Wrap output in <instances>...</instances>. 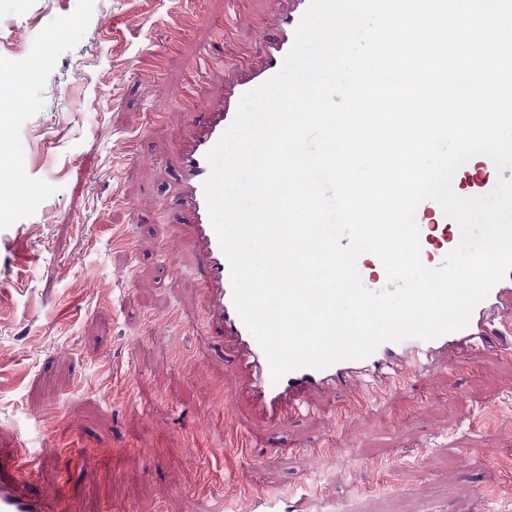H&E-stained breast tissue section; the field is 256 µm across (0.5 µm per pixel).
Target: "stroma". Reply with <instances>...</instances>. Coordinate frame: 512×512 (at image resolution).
<instances>
[{"instance_id":"1","label":"stroma","mask_w":512,"mask_h":512,"mask_svg":"<svg viewBox=\"0 0 512 512\" xmlns=\"http://www.w3.org/2000/svg\"><path fill=\"white\" fill-rule=\"evenodd\" d=\"M285 0H251L250 18L223 46L226 66L199 87L220 106L236 59L259 58L261 23ZM208 17L168 56L162 76L138 81L140 54L161 49L180 11ZM224 24V0H0V65L19 76L0 119V481L19 453L36 457L26 493L47 512H255L228 475L276 494L275 512H512V358L456 366L452 348L423 378L341 422L334 394L279 425L234 403L256 457L225 455L211 421L237 376L206 322L192 253L170 272L156 249L175 214L176 158L186 118L176 93L194 57ZM113 107H106L109 97ZM144 135L124 159L126 132ZM131 224L137 256L113 250L110 228ZM178 308L177 326L144 313ZM195 358L194 372L185 359ZM134 379L119 404L103 385ZM57 403L58 421L46 416ZM335 444L314 458L291 445Z\"/></svg>"}]
</instances>
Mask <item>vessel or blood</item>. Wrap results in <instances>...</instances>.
<instances>
[{
    "mask_svg": "<svg viewBox=\"0 0 512 512\" xmlns=\"http://www.w3.org/2000/svg\"><path fill=\"white\" fill-rule=\"evenodd\" d=\"M310 0H287V8L276 21V33L263 42L262 64L244 61L236 67V81L220 112L184 102L189 117L185 136L190 142L181 156L178 173L181 194L171 204L179 217L174 231L189 227L190 245L200 255L199 286L212 306L211 323L234 364L250 376L247 392L257 417L278 423L298 415L312 392L332 390L341 394L342 416L359 413L393 387L421 377L440 353L465 346L476 353H488L491 337H498L499 352L512 351V273L496 284L478 304L468 325L431 341L407 339L387 342L370 356L342 360L324 369L300 368L280 379H272L267 358L239 317L232 300L230 268L212 228L203 183L210 173L207 154L232 123L238 103L247 92L276 75L294 43L295 29ZM420 232V257L429 268L439 266L448 252L460 242L458 225L447 218L434 200L422 201L415 212ZM357 268L364 286L374 292L385 288L386 274L379 259H358ZM224 448L241 452L249 439L234 427L233 413H225ZM20 473L17 483L26 482ZM17 483L0 482V512H44L34 495L20 494Z\"/></svg>",
    "mask_w": 512,
    "mask_h": 512,
    "instance_id": "obj_1",
    "label": "vessel or blood"
}]
</instances>
